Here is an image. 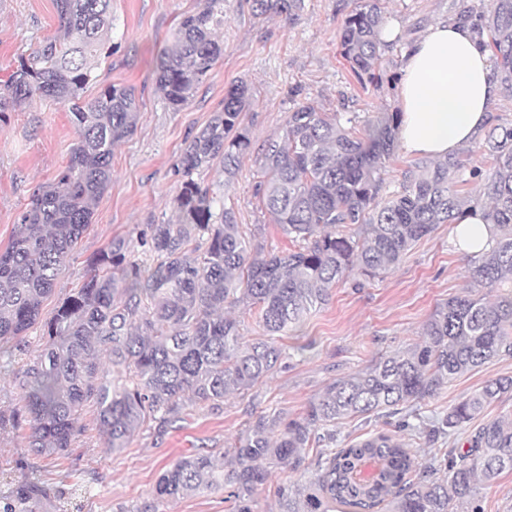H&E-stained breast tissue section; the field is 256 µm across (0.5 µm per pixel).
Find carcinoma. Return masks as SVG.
Masks as SVG:
<instances>
[{
    "label": "carcinoma",
    "instance_id": "cac0c4a2",
    "mask_svg": "<svg viewBox=\"0 0 512 512\" xmlns=\"http://www.w3.org/2000/svg\"><path fill=\"white\" fill-rule=\"evenodd\" d=\"M59 35L45 41L0 84V112L31 98L68 105L76 134L57 182L40 187L0 249V343L21 345L38 323L43 300L92 224L94 206L111 180L112 149L136 128L135 90L109 85L93 101L85 89L112 30L111 0H55ZM304 0H253L260 15H298ZM459 20L470 24L490 54L500 84L512 90V0H479ZM385 19L378 0H361L344 19L341 58L359 81H373ZM224 0H203L184 15L155 60V87L173 109L193 95L224 55ZM253 94L240 82L224 95L210 122L185 141L175 218L145 224L141 253L115 238L89 260L82 287L67 295L44 323L45 343L21 369L23 413L0 417V430L21 422L37 455L64 454L82 432L79 417L94 407L98 430L112 451L129 447L141 429L163 431L188 402L211 410L227 394L249 389L277 366L276 338L304 325L332 288L355 275L394 267L440 224L482 211L494 228L489 248L473 256V287L439 306L422 340L334 379L298 419L259 414L219 463L208 454L183 456L159 476L153 502L224 488L235 512H253L255 495L273 468L301 474L277 490V512H484L481 487L512 471V422L488 420L466 437L468 450L423 465L389 430L367 432L346 448L332 426L370 416L393 418L433 398L444 385L487 362L512 358V124L492 117L479 147L489 165L451 155L417 160L403 172L401 191L381 201L387 164L399 146L400 115L359 124L305 102L288 113L281 141L263 152L256 186L266 210L291 241L288 252L253 246L234 212L221 205L200 175L219 166L224 184L250 151L241 114ZM482 183L488 203L457 188ZM236 310L258 313L266 336L243 343ZM106 357L107 369L100 363ZM512 392V378L486 382L448 409L426 431L427 443L475 420L485 406ZM325 434H319V430ZM45 490L25 483L0 500V512H40Z\"/></svg>",
    "mask_w": 512,
    "mask_h": 512
}]
</instances>
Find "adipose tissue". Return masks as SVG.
I'll return each instance as SVG.
<instances>
[{
	"instance_id": "adipose-tissue-1",
	"label": "adipose tissue",
	"mask_w": 512,
	"mask_h": 512,
	"mask_svg": "<svg viewBox=\"0 0 512 512\" xmlns=\"http://www.w3.org/2000/svg\"><path fill=\"white\" fill-rule=\"evenodd\" d=\"M501 87L470 27L431 25L407 52L399 139L408 153L443 159L472 143Z\"/></svg>"
}]
</instances>
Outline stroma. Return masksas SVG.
Instances as JSON below:
<instances>
[{"instance_id": "35a3bbf8", "label": "stroma", "mask_w": 512, "mask_h": 512, "mask_svg": "<svg viewBox=\"0 0 512 512\" xmlns=\"http://www.w3.org/2000/svg\"><path fill=\"white\" fill-rule=\"evenodd\" d=\"M356 2L304 0L303 10L291 20L254 15L252 0H224V28L217 33L224 55L175 111L155 90L153 59L179 18L197 10L202 0H111V52L100 59L86 96L95 98L112 84L133 87L139 99L136 129L112 151L111 181L54 293L44 301L43 317L83 285L89 259L112 238L133 244L142 225L172 218L184 140L209 122L225 92L240 81L253 91L242 114L252 149L235 182L223 186L224 203L253 244L290 248L254 193L264 146L281 137L289 112L304 102L363 121L399 111L407 47L433 23H457L466 0H381L386 24L399 27L401 34L385 44L379 79L366 87L339 55L342 23ZM58 28L55 0H0V82ZM75 141L67 105L35 98L0 112V248L13 239L33 193L55 181ZM469 259L457 246L452 225H440L382 277L359 287L349 282L333 288L326 305L308 318L301 339H283V359L264 382L228 394L215 410L183 406L165 432L141 431L122 451L108 448L90 407L79 419L83 435L63 456L34 455L27 425L0 431V495L27 480L46 489L41 512H58L64 497L71 501L70 512H137L151 500L171 459L193 453L222 458L253 415L300 417L329 382L420 342L422 326L436 307L471 285ZM41 336V327L31 328L24 352L0 358L1 416L20 410L19 373L39 353ZM499 377H512V359L485 364L448 384L435 399L416 404L418 419L440 418ZM159 512H234V503L227 491L211 490L165 502Z\"/></svg>"}]
</instances>
